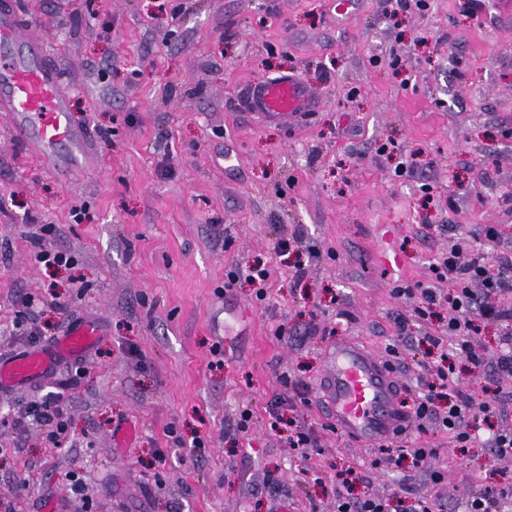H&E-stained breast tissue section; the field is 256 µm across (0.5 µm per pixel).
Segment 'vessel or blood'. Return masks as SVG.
I'll use <instances>...</instances> for the list:
<instances>
[{
  "label": "vessel or blood",
  "mask_w": 512,
  "mask_h": 512,
  "mask_svg": "<svg viewBox=\"0 0 512 512\" xmlns=\"http://www.w3.org/2000/svg\"><path fill=\"white\" fill-rule=\"evenodd\" d=\"M19 26L13 0H0V112L8 113L14 135L29 153L67 177L89 167V134L73 122L59 71L49 62L42 40H20ZM245 105L267 120L288 123L316 109L319 98L299 78L283 75L254 83ZM102 334L98 319L79 317L57 339L1 357L0 392L39 384L60 363L86 357ZM328 362L324 402L343 433L369 443L404 425L398 385L385 361L342 338Z\"/></svg>",
  "instance_id": "b4317fda"
}]
</instances>
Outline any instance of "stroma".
<instances>
[{"mask_svg":"<svg viewBox=\"0 0 512 512\" xmlns=\"http://www.w3.org/2000/svg\"><path fill=\"white\" fill-rule=\"evenodd\" d=\"M162 2L15 0L90 130L92 167L61 181L0 112V356L28 347L15 334L23 295L43 298L46 337L82 315L106 333L51 381L0 393V497L16 512H267L284 495L294 512H336L343 471L390 512L426 492L462 512L488 425L463 452L430 427L422 441L445 467L435 485L372 468L378 446L329 431L321 385L329 348L349 336L395 366L401 398L423 393V338L440 321L399 338L394 319L418 300L394 297L395 282L430 283L456 224L474 231L470 250L484 249L485 224L512 249V0H429L423 13L395 0L344 13L337 0H183L175 23ZM287 73L320 107L287 125L247 113L249 85ZM42 224L74 265L34 260ZM296 231L298 254L277 255ZM257 260L265 301L244 280L225 288ZM52 393L69 405L68 438L18 434L15 411ZM280 397L314 432L306 453L272 421Z\"/></svg>","mask_w":512,"mask_h":512,"instance_id":"1","label":"stroma"}]
</instances>
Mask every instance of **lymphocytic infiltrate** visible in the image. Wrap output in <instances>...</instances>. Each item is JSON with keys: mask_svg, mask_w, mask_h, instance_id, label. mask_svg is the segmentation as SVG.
<instances>
[{"mask_svg": "<svg viewBox=\"0 0 512 512\" xmlns=\"http://www.w3.org/2000/svg\"><path fill=\"white\" fill-rule=\"evenodd\" d=\"M481 234L488 245L487 250L474 252L464 261L460 253L468 242V233L459 231L456 245L431 264L432 285L420 282L399 284L391 290L397 298L414 295L419 299L411 317H397L395 325L399 337H409L411 321L426 323L435 317L438 308L447 311L446 323L426 338L430 347L440 351L438 360L426 365L436 381L429 385L426 393L415 397L406 412L408 418L415 421L417 432H424L429 425L445 428L452 444L459 449L468 448L475 441V420L505 417V407L512 402V386L497 387L490 399L476 390L464 388V377L453 362L458 356L466 358L473 366H482L484 359L475 350L479 323L483 320L496 322L504 326L505 334L500 343L501 354L492 363L491 372L497 378L512 379V307L500 303L501 296L512 294V254L500 251L501 234L497 225H483ZM492 262L498 266L494 275L488 270ZM443 281L453 285L445 295L438 288ZM448 342L454 346L450 354L443 350ZM33 424L40 426L50 441L60 442L69 431L67 404L60 396L50 395L20 408L13 420L14 427L23 432ZM380 453L381 464L400 467L407 463L412 469L428 473L432 483H440L443 479L433 449L418 445L409 448L384 445Z\"/></svg>", "mask_w": 512, "mask_h": 512, "instance_id": "1", "label": "lymphocytic infiltrate"}]
</instances>
